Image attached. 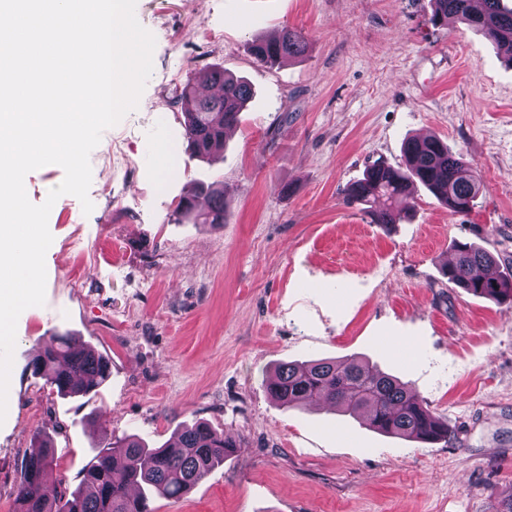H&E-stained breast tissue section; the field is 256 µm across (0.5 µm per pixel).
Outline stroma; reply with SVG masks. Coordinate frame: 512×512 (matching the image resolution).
I'll return each instance as SVG.
<instances>
[{
	"label": "stroma",
	"mask_w": 512,
	"mask_h": 512,
	"mask_svg": "<svg viewBox=\"0 0 512 512\" xmlns=\"http://www.w3.org/2000/svg\"><path fill=\"white\" fill-rule=\"evenodd\" d=\"M431 11V0H136L153 73L90 154L93 211L64 195L49 214L46 303L18 319L0 424V512H15L35 432L54 441L58 490L79 484L105 439L158 447L198 420L238 449L156 512H492L512 495V302L443 275L458 240L512 267V63L458 20L432 26ZM286 27L306 35L303 56L250 55L249 42ZM215 67L253 98L209 163L187 150L179 94ZM426 136L477 165L471 211L417 186L400 223L383 226L347 202L369 164H399L403 142ZM216 181L223 224L181 219L180 199ZM56 333L111 359L98 392L64 398L32 376L35 348ZM350 357L407 382L454 440L287 410L265 389L280 363Z\"/></svg>",
	"instance_id": "stroma-1"
}]
</instances>
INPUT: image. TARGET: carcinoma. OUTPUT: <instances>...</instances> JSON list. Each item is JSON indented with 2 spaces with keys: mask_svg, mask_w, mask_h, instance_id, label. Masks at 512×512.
Instances as JSON below:
<instances>
[{
  "mask_svg": "<svg viewBox=\"0 0 512 512\" xmlns=\"http://www.w3.org/2000/svg\"><path fill=\"white\" fill-rule=\"evenodd\" d=\"M433 0L430 22L442 25L454 17L498 44L512 59V7L505 0ZM307 47L302 31L286 28L274 38L255 39L249 49L259 61L274 65L301 55ZM202 83L219 84L223 94L203 98L184 87L181 102L189 148L211 157L224 147V131L238 122L252 96L243 80L222 69L200 75ZM404 164H370L348 190L351 203L384 200L371 212L375 224L397 221L395 203L419 183L453 213H467L479 192L477 166L438 137L409 138L403 143ZM202 223H224V190H205ZM454 261L444 275L465 292L495 302L512 301V273L495 271L490 251L470 242L454 245ZM29 369L63 396L89 394L111 374L110 359L88 345L57 335L31 359ZM266 390L280 406L299 409L322 401L349 416L367 415L369 428L390 437L419 442H451L448 422L396 377L355 359L281 363L268 379ZM236 441L207 422L185 428L159 448H147L134 435L114 437L80 471L79 488L71 493H48L54 448L38 441L24 462L15 490L17 512H154L153 499L179 498L201 483L235 452Z\"/></svg>",
  "mask_w": 512,
  "mask_h": 512,
  "instance_id": "carcinoma-1",
  "label": "carcinoma"
}]
</instances>
